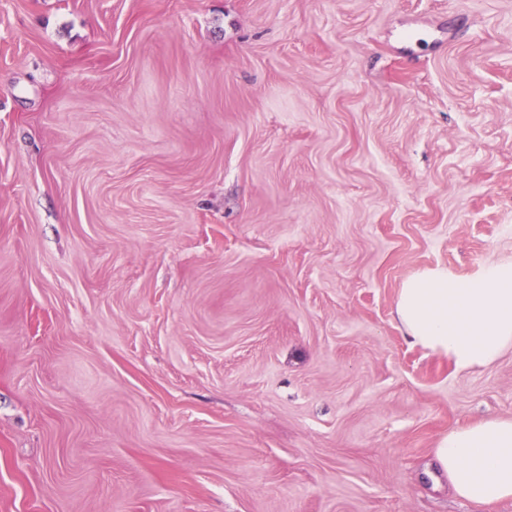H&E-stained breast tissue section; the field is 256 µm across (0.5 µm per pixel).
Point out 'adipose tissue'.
Wrapping results in <instances>:
<instances>
[{"mask_svg": "<svg viewBox=\"0 0 512 512\" xmlns=\"http://www.w3.org/2000/svg\"><path fill=\"white\" fill-rule=\"evenodd\" d=\"M395 318L411 344L447 356L461 373L483 370L512 350V261L462 278L443 265L401 285ZM450 491L476 505L512 500V419L449 429L432 450Z\"/></svg>", "mask_w": 512, "mask_h": 512, "instance_id": "1", "label": "adipose tissue"}]
</instances>
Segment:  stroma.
Wrapping results in <instances>:
<instances>
[{"label":"stroma","mask_w":512,"mask_h":512,"mask_svg":"<svg viewBox=\"0 0 512 512\" xmlns=\"http://www.w3.org/2000/svg\"><path fill=\"white\" fill-rule=\"evenodd\" d=\"M512 260V0H0V512H512L403 281ZM434 467L458 498L476 505L512 500V419L452 428L432 450Z\"/></svg>","instance_id":"stroma-1"}]
</instances>
